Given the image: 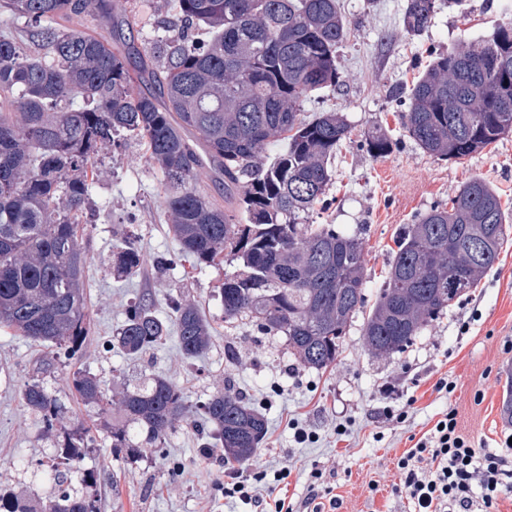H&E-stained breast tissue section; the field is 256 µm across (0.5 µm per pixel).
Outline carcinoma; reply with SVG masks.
<instances>
[{
  "instance_id": "carcinoma-1",
  "label": "carcinoma",
  "mask_w": 512,
  "mask_h": 512,
  "mask_svg": "<svg viewBox=\"0 0 512 512\" xmlns=\"http://www.w3.org/2000/svg\"><path fill=\"white\" fill-rule=\"evenodd\" d=\"M128 0H0V25L22 19L34 49L0 34V325L70 360L85 327L79 235L91 209L93 164L122 139L141 140L165 182L164 206L180 253L196 266L224 265V322L248 321L286 338L309 369L335 364L352 319L365 314L372 351L404 350L490 271L512 220L496 190L479 178L405 225L373 304L365 293L363 242L333 224H312L325 204L336 149L349 137L340 112L311 120L303 103L339 83L336 51L347 38L339 0H165V35L139 50L126 41ZM438 0H407L409 35L427 29ZM90 17L111 36L60 29ZM405 136L422 151L457 161L512 132V26L465 50L439 52L409 93ZM285 150L267 160L273 142ZM375 158L393 142L376 126L365 133ZM223 181L220 205L196 187L203 169ZM143 255L130 238L115 255L131 275ZM179 350L204 354L210 327L193 303L172 300ZM168 323L141 300L129 306L112 346L137 357L167 337ZM82 401L106 413L99 381L72 375ZM24 406L48 436L61 403L39 379ZM112 447L138 456L162 444L190 405L172 382L144 374L119 399ZM213 448L243 464L256 453L267 420L243 398L217 392L202 405ZM90 439L73 432L56 449L54 499L42 512H98L71 485L72 465Z\"/></svg>"
}]
</instances>
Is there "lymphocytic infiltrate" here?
<instances>
[{"instance_id":"lymphocytic-infiltrate-1","label":"lymphocytic infiltrate","mask_w":512,"mask_h":512,"mask_svg":"<svg viewBox=\"0 0 512 512\" xmlns=\"http://www.w3.org/2000/svg\"><path fill=\"white\" fill-rule=\"evenodd\" d=\"M395 492L412 499L418 512H495L499 493L512 489V464L501 455L479 452L457 431L455 410H448L429 437L418 440L397 462ZM290 468L270 471L260 465L224 470V496L258 507L260 512H293L275 497L287 485Z\"/></svg>"}]
</instances>
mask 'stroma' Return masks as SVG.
Returning a JSON list of instances; mask_svg holds the SVG:
<instances>
[{
    "instance_id": "obj_1",
    "label": "stroma",
    "mask_w": 512,
    "mask_h": 512,
    "mask_svg": "<svg viewBox=\"0 0 512 512\" xmlns=\"http://www.w3.org/2000/svg\"><path fill=\"white\" fill-rule=\"evenodd\" d=\"M340 4L349 28L338 49L340 83L305 101L302 113L308 120L322 112L342 113L351 132L332 164L330 205L311 219L362 238L371 298L388 274L397 232L431 206L447 203L469 179L494 186L512 215V134L462 160L443 161L405 136L400 114L407 104L391 95L395 85H412L422 75L432 53L468 48L512 25V0H452L416 36L403 27L406 0ZM374 125L395 143L392 153L378 159L362 148L365 131ZM97 174L82 236L87 336L78 356L38 374L48 351L0 327L1 493L39 507L56 493L49 476L53 443L21 400L25 384L39 377L68 408L63 431L85 427L94 439L80 469L95 476L86 492L99 512H250L248 505L225 503L219 490L224 461L203 452L208 430L201 414L179 421L159 447L126 458L113 451L96 407L76 399L71 378L80 368L95 375L109 397L119 396L144 371L176 384L193 404L219 390L243 395L268 421L252 461L291 468L287 497L296 512H307L315 469L322 470V486L339 503L335 511L322 504V512H414L412 502L393 491L397 460L450 407L459 433L475 448L512 461V446L505 444L512 424L500 404L501 392L512 387L503 377L512 367V223L494 268L403 352L372 354L362 341L358 316L346 330L335 365L316 371L298 367L284 337L261 335L248 324L225 325L218 294L224 270L196 268L182 259L163 204L164 178L145 145L128 140L118 152L103 154ZM129 237L138 240L144 263L124 279L113 274L109 262ZM159 255L173 258V266L158 270ZM174 298L196 304L211 326V345L201 358H184L173 336L136 360L109 348L131 303L146 300L165 318ZM442 378L455 383L453 394L436 391ZM386 383L399 384L416 398L405 423H385L378 416L379 390ZM276 384L283 394H273ZM348 417L353 420L348 433L336 437V424ZM294 421L316 431L318 440L296 443Z\"/></svg>"
}]
</instances>
